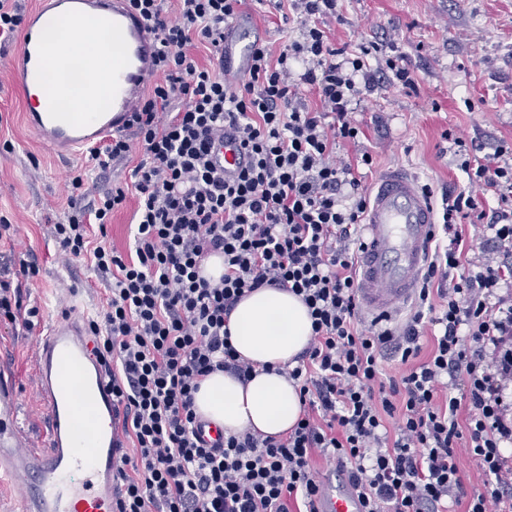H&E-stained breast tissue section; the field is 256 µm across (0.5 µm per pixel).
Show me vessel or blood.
<instances>
[{
    "instance_id": "obj_1",
    "label": "vessel or blood",
    "mask_w": 512,
    "mask_h": 512,
    "mask_svg": "<svg viewBox=\"0 0 512 512\" xmlns=\"http://www.w3.org/2000/svg\"><path fill=\"white\" fill-rule=\"evenodd\" d=\"M65 18L74 29L100 22L112 34L116 55L109 75L111 97L103 110H87L78 97H89L99 64L75 46L59 50L62 82L46 89L43 71L48 55L50 20ZM252 26L240 22L224 43V59L237 75L251 64ZM154 32L127 6L126 0H39L9 63L21 93L42 92L41 103L25 112L29 129L53 152L68 156L93 148L119 130L148 85L157 78ZM226 175L248 163L238 144L225 143L215 154ZM365 214V248L359 260V297L374 315L394 313L408 301L426 265L435 233L431 203L403 170L384 173L369 189ZM87 314L73 304L61 306L39 336L36 359L38 395L47 415L45 444L31 446L19 424L15 384L0 376V476L20 480L17 512H112L120 488V436L109 380L93 354ZM88 411L89 422L78 419ZM318 512H364L345 473L322 478Z\"/></svg>"
}]
</instances>
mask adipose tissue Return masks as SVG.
<instances>
[{
    "label": "adipose tissue",
    "mask_w": 512,
    "mask_h": 512,
    "mask_svg": "<svg viewBox=\"0 0 512 512\" xmlns=\"http://www.w3.org/2000/svg\"><path fill=\"white\" fill-rule=\"evenodd\" d=\"M228 327L234 349L259 371L245 383L225 372L212 373L194 395L197 413L228 434L249 430L276 437L288 432L302 411L300 394L277 368L312 338L307 306L291 292L261 288L236 305Z\"/></svg>",
    "instance_id": "adipose-tissue-1"
}]
</instances>
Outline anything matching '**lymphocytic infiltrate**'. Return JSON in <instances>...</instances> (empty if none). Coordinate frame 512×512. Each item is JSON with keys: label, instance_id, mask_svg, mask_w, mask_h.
Wrapping results in <instances>:
<instances>
[{"label": "lymphocytic infiltrate", "instance_id": "obj_1", "mask_svg": "<svg viewBox=\"0 0 512 512\" xmlns=\"http://www.w3.org/2000/svg\"><path fill=\"white\" fill-rule=\"evenodd\" d=\"M127 0L153 27L160 75L124 126L72 171L66 219L52 225L62 262L88 259L108 287L90 321L94 350L121 414V487L114 512H317L315 458L335 462L365 512H512V144L444 131L468 180L435 203L437 229L415 311L361 324L357 266L369 196L356 172L369 153L345 157L361 130L350 118L383 83L418 92L402 55L365 41L337 45L324 21L339 0H275L299 39L256 41L247 78L230 81L224 33L241 0ZM205 48L207 62L195 51ZM315 104H308L303 88ZM236 134L251 161L225 178L211 161L215 135ZM133 162L131 181L90 196L92 170ZM496 201L482 206L484 196ZM135 199L134 246L93 242ZM482 226L465 239L460 227ZM224 260L219 280L204 261ZM39 273L34 256L0 265V324L33 331L38 307L15 279ZM301 298L313 335L279 374L299 387L302 413L282 437L244 432L208 442L194 394L213 372L255 373L230 343L228 318L262 287ZM431 348H423L422 337ZM399 360V375L380 363ZM465 449L482 486L467 490Z\"/></svg>", "mask_w": 512, "mask_h": 512}]
</instances>
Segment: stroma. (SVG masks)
<instances>
[{
    "instance_id": "obj_1",
    "label": "stroma",
    "mask_w": 512,
    "mask_h": 512,
    "mask_svg": "<svg viewBox=\"0 0 512 512\" xmlns=\"http://www.w3.org/2000/svg\"><path fill=\"white\" fill-rule=\"evenodd\" d=\"M243 18L262 39L287 43L297 23H284L273 0H245ZM337 43L395 40L414 69L419 93L389 84L365 95L352 114L364 132L349 154L369 151L371 186L400 168L435 193L460 191L467 176L441 138L462 132L486 145L512 141V0H341L338 19L328 22ZM16 45L0 49V213L16 224L24 248L38 258L40 272L23 289L48 325L56 302L74 300L89 315L100 312L106 288L86 262L62 265L50 226L66 207V179L87 166L84 156H59L42 145L25 123V100L7 62ZM36 333L0 325V362L9 364L20 400V425L41 445L45 410L35 380Z\"/></svg>"
}]
</instances>
